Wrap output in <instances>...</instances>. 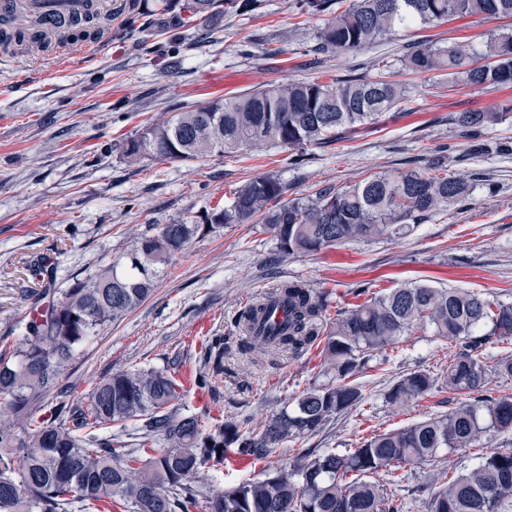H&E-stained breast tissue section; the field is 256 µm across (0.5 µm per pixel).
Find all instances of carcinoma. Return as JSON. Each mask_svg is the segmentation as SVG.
Here are the masks:
<instances>
[{
  "label": "carcinoma",
  "instance_id": "1",
  "mask_svg": "<svg viewBox=\"0 0 512 512\" xmlns=\"http://www.w3.org/2000/svg\"><path fill=\"white\" fill-rule=\"evenodd\" d=\"M76 27L101 28L94 0H86ZM189 36L216 29L224 18L252 15L263 0H162ZM300 10L324 17L312 53L340 55L390 38L412 26L466 17H512V0H300ZM0 41L28 46L26 30H1ZM408 75L446 72L448 87H512V29L479 45L443 46L416 39L398 58ZM404 84L347 73L325 84L286 80L218 98L152 123L123 143L131 164L147 160L197 161L261 144L300 151L338 142L406 98ZM448 121L471 140L468 154L485 151V133L512 123V104L451 112ZM436 157L425 168L377 172L351 186L325 183L308 196L287 198L288 186L273 173L247 180L224 206L159 225L138 237L112 264L76 277L60 292L39 293L40 315L30 319L22 343L0 354V512H192L194 479L207 465L220 468L231 449L267 457L287 441L322 431L333 418L365 400L360 375L375 354L417 329H432L448 342L445 373L414 370L398 378L386 402L405 406L435 389L453 395L455 406L386 432H374L343 454H301L264 477L218 490L209 512H402L394 495L396 469L431 461L443 453L476 446L487 433L512 432V395L483 393L491 377L512 376V355L492 366L482 351L512 341V302H491L462 288H433L410 281L365 299L329 321L326 304L310 285L283 281L251 304L235 321L241 348L265 354L286 349L296 356L322 346L326 381L304 389L296 408L283 409L264 425L242 426L200 413L183 412L176 400L184 383L201 391L224 374L231 347L216 337L204 346L201 364L186 381L169 369L120 370L99 381L84 409L63 394L40 417L33 404L51 394L75 353L106 325L122 320L147 300L157 279L197 235L216 234L233 224H261L281 258L315 254L350 242L405 235L471 194V182L446 170ZM284 317L273 320V308ZM139 431L138 449L120 435ZM114 428L102 436L99 430ZM512 503V451H488L471 468L433 490L426 512H500Z\"/></svg>",
  "mask_w": 512,
  "mask_h": 512
}]
</instances>
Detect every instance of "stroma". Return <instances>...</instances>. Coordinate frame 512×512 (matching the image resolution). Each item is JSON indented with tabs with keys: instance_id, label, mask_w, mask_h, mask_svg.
<instances>
[{
	"instance_id": "stroma-1",
	"label": "stroma",
	"mask_w": 512,
	"mask_h": 512,
	"mask_svg": "<svg viewBox=\"0 0 512 512\" xmlns=\"http://www.w3.org/2000/svg\"><path fill=\"white\" fill-rule=\"evenodd\" d=\"M112 10L97 38L49 47L0 46V345L26 334L41 281L29 266L54 261L51 285L65 288L77 276L111 262L156 224L205 210L232 196L253 177L274 173L290 195L312 194L324 183L353 185L368 175L426 166L440 154L459 176L483 173L466 203L448 209L398 238L345 244L314 255L275 257L274 243L258 224H237L191 240L158 279L154 293L123 321L104 326L83 346L60 385L85 406L91 389L119 369L197 365L204 341L231 336L232 321L275 284L307 282L327 301V319L345 314L358 290L381 292L409 280L438 288H464L491 300L512 301V156H467L468 142L448 121L452 112L512 101V87L441 89L434 74L402 76L393 62L408 42L427 33L450 44L477 40L501 21L464 18L427 28L402 29L391 40L339 56L311 53L319 17L301 13L296 0H265L249 19L228 18L201 40H181L158 0L131 28ZM390 69H382V62ZM362 73L407 83V98L377 124L328 146L311 145L294 166L288 150L262 147L205 161L129 164L122 143L148 124L197 104L287 79L330 81ZM386 362L366 370L361 406L310 437L289 442L288 453L256 459L228 454L221 471L202 469L194 512H208L214 491L263 477L304 452H345L372 431L397 429L446 414L448 392H435L404 409L385 393L403 374H439L446 342L425 331L386 347ZM214 395L187 389L182 407L227 421L263 425L295 403L311 384L323 383V357L231 351ZM512 450V434H491L481 446L440 461L409 465L398 489L409 512H425L436 480L476 464L488 449Z\"/></svg>"
}]
</instances>
